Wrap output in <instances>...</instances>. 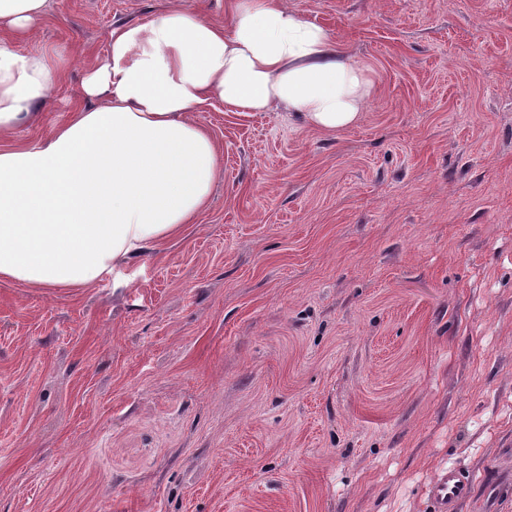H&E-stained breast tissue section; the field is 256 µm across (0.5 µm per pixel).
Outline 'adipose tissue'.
I'll return each instance as SVG.
<instances>
[{
    "mask_svg": "<svg viewBox=\"0 0 512 512\" xmlns=\"http://www.w3.org/2000/svg\"><path fill=\"white\" fill-rule=\"evenodd\" d=\"M47 0H0V29L23 39ZM61 59L0 43V280L87 288L182 235L210 202L221 157L192 114L213 100L242 113L284 106L304 126L356 125L370 69L280 0H235L225 24L172 7L113 28L86 71L95 108L38 142L7 137L36 118Z\"/></svg>",
    "mask_w": 512,
    "mask_h": 512,
    "instance_id": "adipose-tissue-1",
    "label": "adipose tissue"
}]
</instances>
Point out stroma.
I'll return each mask as SVG.
<instances>
[{"mask_svg":"<svg viewBox=\"0 0 512 512\" xmlns=\"http://www.w3.org/2000/svg\"><path fill=\"white\" fill-rule=\"evenodd\" d=\"M368 65L361 121L195 112L209 207L121 286L0 282V512H512V0H286ZM229 0H48L84 104L113 27ZM472 492L469 476L452 467L441 471L429 488L434 512H455L458 502L469 498Z\"/></svg>","mask_w":512,"mask_h":512,"instance_id":"35a3bbf8","label":"stroma"}]
</instances>
